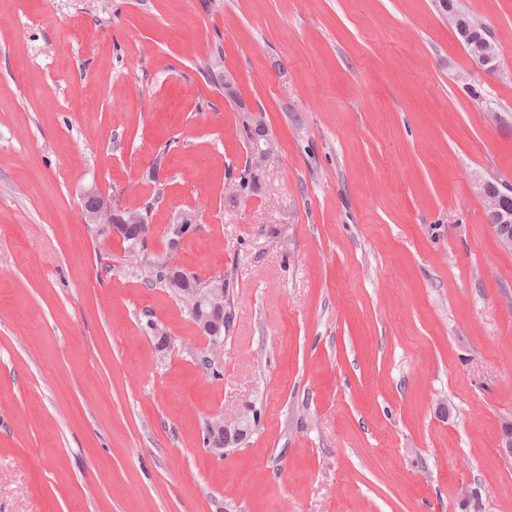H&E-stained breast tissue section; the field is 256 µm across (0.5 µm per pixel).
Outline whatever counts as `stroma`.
I'll use <instances>...</instances> for the list:
<instances>
[{"instance_id": "stroma-1", "label": "stroma", "mask_w": 512, "mask_h": 512, "mask_svg": "<svg viewBox=\"0 0 512 512\" xmlns=\"http://www.w3.org/2000/svg\"><path fill=\"white\" fill-rule=\"evenodd\" d=\"M454 3L498 72L440 0H0V512H512V251L476 190L512 183V0ZM248 110L279 149L233 201ZM90 186L152 203L144 262L198 211L176 261L233 291L219 375ZM449 17L458 29L460 40H468L474 45L472 61L476 68L487 73L496 72L499 68V58L491 43L493 40L489 35L490 31H487L481 25L473 24L474 22L470 26H463L453 15L450 14ZM460 34H463L466 38H463ZM223 68V57L222 54H215L211 56L210 62L206 66L205 76L206 78L217 81L220 85H224V95L229 98H234L236 94L235 82L230 79L228 73L221 72ZM252 410L248 407L233 412H220L211 418L214 421L210 425L208 447L218 456H224L226 451L239 444L252 431L255 425V416L250 415Z\"/></svg>"}]
</instances>
